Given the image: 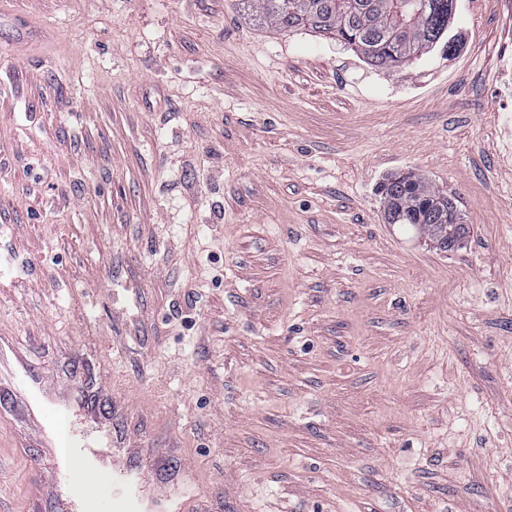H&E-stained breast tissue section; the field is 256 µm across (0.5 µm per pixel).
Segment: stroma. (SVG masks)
<instances>
[{"instance_id": "35a3bbf8", "label": "stroma", "mask_w": 512, "mask_h": 512, "mask_svg": "<svg viewBox=\"0 0 512 512\" xmlns=\"http://www.w3.org/2000/svg\"><path fill=\"white\" fill-rule=\"evenodd\" d=\"M450 32L391 71L237 0H0V335L104 384L145 502L512 512V0ZM407 171L459 248L385 223Z\"/></svg>"}]
</instances>
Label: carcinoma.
Wrapping results in <instances>:
<instances>
[{
	"label": "carcinoma",
	"instance_id": "carcinoma-1",
	"mask_svg": "<svg viewBox=\"0 0 512 512\" xmlns=\"http://www.w3.org/2000/svg\"><path fill=\"white\" fill-rule=\"evenodd\" d=\"M254 21L279 31L310 28L352 46L371 65L400 68L407 54L429 49L448 32V0H241ZM391 224L457 225L443 193L413 174H394L379 186Z\"/></svg>",
	"mask_w": 512,
	"mask_h": 512
}]
</instances>
